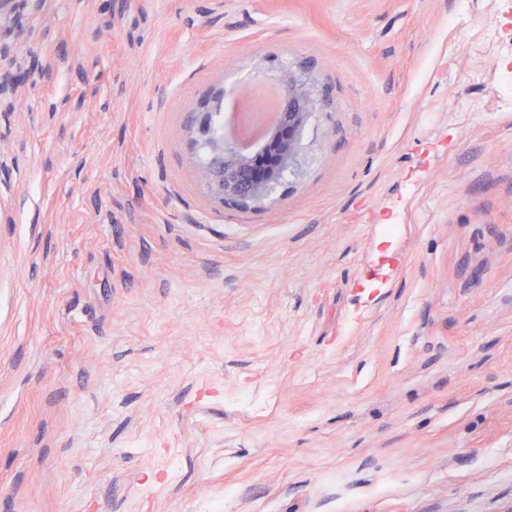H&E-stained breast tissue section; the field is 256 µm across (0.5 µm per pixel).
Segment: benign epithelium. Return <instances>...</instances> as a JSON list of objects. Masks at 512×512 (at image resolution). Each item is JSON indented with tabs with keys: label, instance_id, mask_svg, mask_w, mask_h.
Here are the masks:
<instances>
[{
	"label": "benign epithelium",
	"instance_id": "7a95c632",
	"mask_svg": "<svg viewBox=\"0 0 512 512\" xmlns=\"http://www.w3.org/2000/svg\"><path fill=\"white\" fill-rule=\"evenodd\" d=\"M31 75L29 71L13 73L0 82V99L14 94L18 83ZM315 80L311 71L283 70L279 85V112L275 126L265 140L252 151L244 150L230 137L208 132L209 112L215 104L205 99L196 112L201 114L196 126L194 145L204 150L198 169L201 182L210 196L222 204L248 207L270 199L275 187L274 175L295 168L299 162L300 136L317 103L309 87Z\"/></svg>",
	"mask_w": 512,
	"mask_h": 512
}]
</instances>
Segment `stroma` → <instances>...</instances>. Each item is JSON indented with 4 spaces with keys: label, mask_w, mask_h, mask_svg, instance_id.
<instances>
[{
    "label": "stroma",
    "mask_w": 512,
    "mask_h": 512,
    "mask_svg": "<svg viewBox=\"0 0 512 512\" xmlns=\"http://www.w3.org/2000/svg\"><path fill=\"white\" fill-rule=\"evenodd\" d=\"M491 30L512 0H7L10 512H512ZM303 66L299 168L212 199L192 110Z\"/></svg>",
    "instance_id": "35a3bbf8"
}]
</instances>
